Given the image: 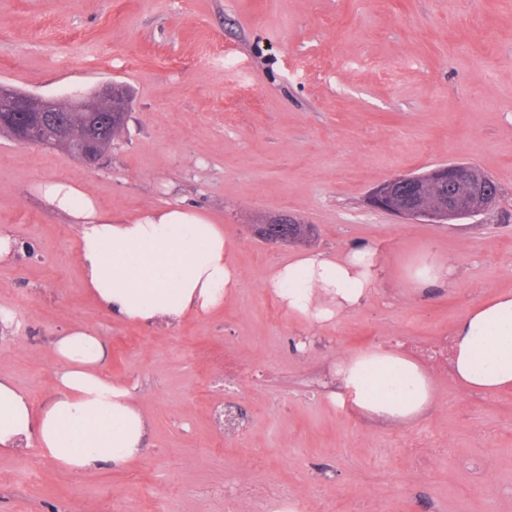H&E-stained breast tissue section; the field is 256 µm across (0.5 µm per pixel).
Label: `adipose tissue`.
Wrapping results in <instances>:
<instances>
[{
  "label": "adipose tissue",
  "instance_id": "adipose-tissue-1",
  "mask_svg": "<svg viewBox=\"0 0 512 512\" xmlns=\"http://www.w3.org/2000/svg\"><path fill=\"white\" fill-rule=\"evenodd\" d=\"M43 194L79 224L77 255L84 285L111 316L149 325L179 324L221 306L243 283L221 225L179 205L134 218H115L67 183ZM454 266L424 248L408 266L406 287L444 288ZM378 249L356 242L336 255L301 251L278 263L264 285L289 314L325 325L361 307L386 277ZM452 371L470 391L512 387V290L481 301L458 321ZM57 389L40 408L10 377L0 375V454L34 448L81 473L121 466L141 452L149 423L134 388L99 370L106 346L88 325H72L55 342ZM336 379L364 414L405 422L429 403V378L414 359L394 350L352 355Z\"/></svg>",
  "mask_w": 512,
  "mask_h": 512
}]
</instances>
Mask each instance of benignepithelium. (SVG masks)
Instances as JSON below:
<instances>
[{
	"label": "benign epithelium",
	"mask_w": 512,
	"mask_h": 512,
	"mask_svg": "<svg viewBox=\"0 0 512 512\" xmlns=\"http://www.w3.org/2000/svg\"><path fill=\"white\" fill-rule=\"evenodd\" d=\"M71 112L88 113L82 131H74ZM128 112L127 101L118 97L117 85L112 83L69 98L67 106L55 98H34L0 85L1 129L11 131L24 145H69L74 158L90 168L99 165L111 148L105 129L125 124ZM436 187L442 193L434 199L431 192ZM498 196L497 183L479 168L448 163L421 174L394 176L374 188L368 202L407 220L447 224L486 212ZM314 230V225L290 215L253 225L254 235L271 246L307 243Z\"/></svg>",
	"instance_id": "obj_1"
}]
</instances>
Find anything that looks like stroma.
Masks as SVG:
<instances>
[{"label":"stroma","mask_w":512,"mask_h":512,"mask_svg":"<svg viewBox=\"0 0 512 512\" xmlns=\"http://www.w3.org/2000/svg\"><path fill=\"white\" fill-rule=\"evenodd\" d=\"M113 81L131 109L102 166L0 132V233L25 246L0 264V373L42 405L56 337L85 323L151 430L118 469L1 455L0 512H234L228 487L263 512H512V390L463 389L443 350L472 305L512 289V0H0V84L63 101ZM444 163L493 178L496 206L451 224L367 206L391 176ZM51 182L115 217L204 212L241 288L176 327L105 314ZM278 213L315 225V250L373 243L388 275L370 300L324 326L289 315L263 280L293 249L251 231ZM427 246L456 273L417 295L401 278ZM384 348L430 379L406 423L332 399L338 357Z\"/></svg>","instance_id":"stroma-1"}]
</instances>
